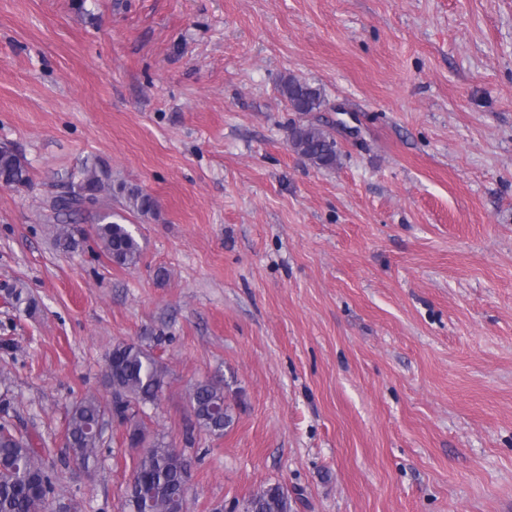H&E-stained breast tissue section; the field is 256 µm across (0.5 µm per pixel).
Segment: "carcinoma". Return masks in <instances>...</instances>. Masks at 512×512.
I'll return each mask as SVG.
<instances>
[{"label":"carcinoma","instance_id":"obj_1","mask_svg":"<svg viewBox=\"0 0 512 512\" xmlns=\"http://www.w3.org/2000/svg\"><path fill=\"white\" fill-rule=\"evenodd\" d=\"M280 93L294 112H315L323 104L319 89L288 76L282 79ZM293 150L317 168H333L338 161L336 140L321 126H294L289 133ZM29 182L28 162L15 149L0 145V185L19 188ZM117 191L128 213L147 218L157 216L153 198L137 186L120 183L112 187L109 170L98 160H87L68 178L64 190L50 198L54 219L84 212L95 215V235L111 260L134 266L142 248L132 232L112 220V208L103 203L106 195ZM78 230L65 225L56 228L54 245L62 251L80 246ZM13 307L31 316L38 305L21 290L9 289ZM166 367L150 349L134 342H119L108 357L105 381L110 399L104 401L87 394L77 401L67 416L68 456L89 467L98 461L100 420L110 415L127 428L130 447L140 449L134 475L136 486L126 490L120 512H143L147 495H152L154 512H178L183 505L184 455L166 441L162 433H149L141 417L143 407L155 403L162 392ZM189 400L195 425L214 434L224 433L233 422L232 410L224 405V390L209 381L195 384ZM69 512L77 509L73 499L56 493L54 473L46 466L31 440L5 428L0 430V512ZM243 512H291L287 490L271 484L251 495Z\"/></svg>","mask_w":512,"mask_h":512}]
</instances>
